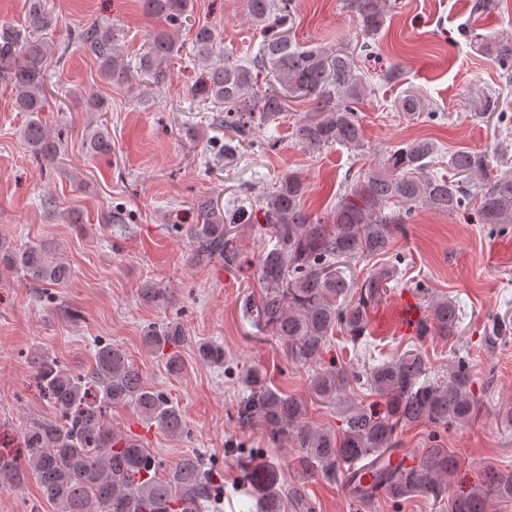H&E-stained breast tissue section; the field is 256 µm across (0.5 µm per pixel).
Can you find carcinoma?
Masks as SVG:
<instances>
[{"mask_svg":"<svg viewBox=\"0 0 512 512\" xmlns=\"http://www.w3.org/2000/svg\"><path fill=\"white\" fill-rule=\"evenodd\" d=\"M146 12L164 19L174 29L189 12V0H144ZM365 35L385 23L387 0H347ZM292 9V0H246L247 15L263 24L258 53L241 63L221 48L218 33L207 25L192 38V57L205 71L192 95L198 106H213L214 124L224 128V157L241 146L255 147L256 129L279 123L288 115V94L316 102L313 111L295 122L293 138L304 150L320 153L335 145L363 151L365 133L355 104L365 98L367 83L358 74L354 51L345 45L334 50L301 46L279 31ZM49 18L40 0H31L24 25H0V73L15 90V109L29 113L20 137L37 159H54L57 145L39 112L45 108L44 73L49 44L43 34ZM98 64L100 76L125 86L132 79L154 85L169 77V61L179 46L168 31L149 35L148 49L135 65L124 64L116 33L91 25L74 34ZM493 52L502 67L512 68V37L495 38ZM266 75V87L258 78ZM88 148L96 155L112 153L108 128L94 131ZM437 153L428 139H416L384 156L381 165L355 177L326 217L309 212L304 198L307 184L288 173L277 178L264 197L242 198L229 211L211 197H199L194 206L201 219L191 231L200 253L224 256V265L240 264L241 253L230 236L235 224H264L268 231L255 274L260 297L250 293L243 312L259 331L284 342L296 357L317 363L335 330L358 344L368 331L370 311L400 284V261L374 266L360 283L353 268L361 261L392 254L394 243L406 232L413 210L425 205L446 214L473 211L479 224H512V168L497 166L488 176L497 152L460 149L449 163L457 179L438 178L427 171ZM0 266L19 270L44 288L65 286L70 267L52 257V244L42 241L0 251ZM142 300L157 305L169 300L166 290L146 283ZM462 319L459 307L446 298L428 304L420 332L457 335ZM512 324L499 316L488 320L485 340L496 342ZM146 346L163 355L167 370L182 371L179 348L185 342L180 324L169 322L151 329ZM200 361L221 366L224 348L210 341L197 344ZM361 364L331 366L315 372L311 391L322 402L342 409L339 431L319 428L307 420V403L271 387L265 372L252 367L243 376L245 392L237 402V420L260 425L270 442L295 449L292 465L296 481L285 487L278 464L254 452L244 460L247 481L259 512H313L306 484L319 476L340 486L359 507L372 512L381 497L400 503L413 496L440 499L456 470L457 456L437 440V431L473 418L477 398L472 391L470 360L458 356L444 381L429 377L427 357L416 347L381 361L365 353ZM41 397L57 411L58 419L27 428L22 436L24 463L0 453V486H20L28 475L40 484L43 497L56 512H204L224 485L217 469L204 466L200 454L182 456L159 474L161 464L143 447L137 435L105 423L115 406L130 407L142 419L171 436H188L180 409L156 391L139 368L110 342L96 346L94 362L74 371L47 354L30 355ZM364 386L386 400L379 414L346 392L350 382ZM427 424L434 428L431 443L407 465L400 454V433ZM512 501V472L490 469L483 483L448 501V512H487L490 498Z\"/></svg>","mask_w":512,"mask_h":512,"instance_id":"cac0c4a2","label":"carcinoma"}]
</instances>
